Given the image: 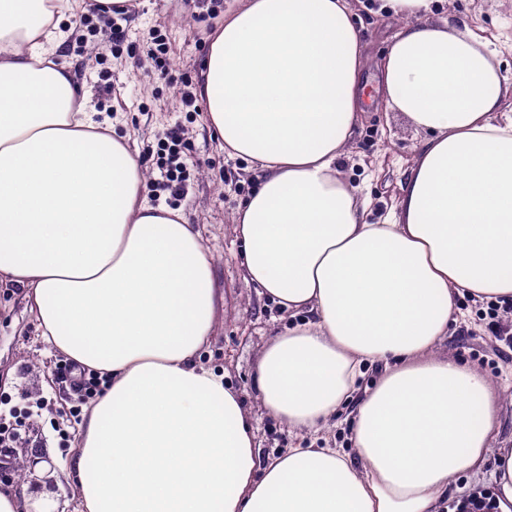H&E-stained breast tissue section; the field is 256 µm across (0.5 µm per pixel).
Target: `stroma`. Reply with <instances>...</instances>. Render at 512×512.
<instances>
[{"mask_svg":"<svg viewBox=\"0 0 512 512\" xmlns=\"http://www.w3.org/2000/svg\"><path fill=\"white\" fill-rule=\"evenodd\" d=\"M367 85L378 80V66L399 30L381 0H351ZM63 6L60 23L70 30L64 56L84 82L96 111L109 101L123 102L112 119L116 135L127 137L146 170L144 193H159L158 142L167 128L181 125L182 149L189 157L188 194L180 206L196 224L214 257V286L220 300L204 365L226 374L240 392L255 422L263 456L274 457L299 441L286 425L268 416L257 391L256 367L264 347L289 317L279 306L246 286L238 260L234 217L256 178L250 162L220 149L203 112L180 109L172 89L151 59L154 30L172 44L173 77L199 79L208 49L196 31L208 29L204 7L192 0H140L127 19L94 18ZM432 22L457 19L497 37L504 47L503 68L512 74V0H434ZM123 44L108 48L112 30ZM421 136L409 120L382 101L369 104L353 147L340 164L341 174L357 186L369 205L365 218L377 222L397 209L400 184L415 158ZM462 313L440 345L443 354L460 357L486 375L502 401L496 446L512 444V351L490 335L475 303L459 298ZM70 361L41 335L27 301L13 284H0V488L24 493L31 502H51L55 512H82L80 497L64 467L81 440L91 403H79L69 380Z\"/></svg>","mask_w":512,"mask_h":512,"instance_id":"obj_1","label":"stroma"}]
</instances>
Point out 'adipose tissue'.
<instances>
[{
    "label": "adipose tissue",
    "instance_id": "1",
    "mask_svg": "<svg viewBox=\"0 0 512 512\" xmlns=\"http://www.w3.org/2000/svg\"><path fill=\"white\" fill-rule=\"evenodd\" d=\"M386 2L403 25L379 92L422 140L383 222L338 168L364 111L349 0H245L200 72L221 149L258 171L235 217L243 279L296 319L263 351L262 403L309 435L353 410L351 452L266 460L200 362L216 293L198 229L149 202L137 154L90 111L58 0H0V279L106 387L68 463L84 512H448L456 476L487 466L512 512L502 402L437 352L458 296L512 301V84L492 41L430 20L433 0Z\"/></svg>",
    "mask_w": 512,
    "mask_h": 512
}]
</instances>
